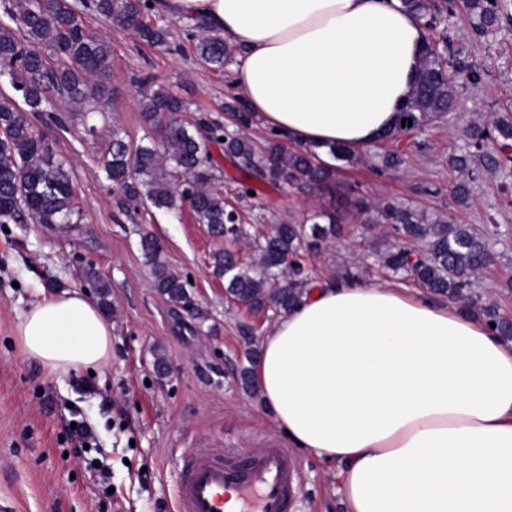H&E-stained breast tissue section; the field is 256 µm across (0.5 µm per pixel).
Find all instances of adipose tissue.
<instances>
[{"instance_id": "1", "label": "adipose tissue", "mask_w": 512, "mask_h": 512, "mask_svg": "<svg viewBox=\"0 0 512 512\" xmlns=\"http://www.w3.org/2000/svg\"><path fill=\"white\" fill-rule=\"evenodd\" d=\"M240 52L234 85L263 123L327 156L390 134L426 31L400 0H151ZM47 374L104 371L112 325L77 290L16 328ZM263 406L295 447L341 464L347 512H512V341L390 283L312 282L264 337Z\"/></svg>"}]
</instances>
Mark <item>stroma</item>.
<instances>
[{"label": "stroma", "instance_id": "obj_1", "mask_svg": "<svg viewBox=\"0 0 512 512\" xmlns=\"http://www.w3.org/2000/svg\"><path fill=\"white\" fill-rule=\"evenodd\" d=\"M87 25L112 43L105 95L114 110L99 121L95 137L81 138L32 116L34 127L73 170L83 221L79 224H0V512H174L181 456L211 448L246 451L269 442L288 445L255 388L240 371L245 352L259 348L276 322L272 311L254 312L228 301L224 282L212 273L210 254L219 243L190 210L173 219L146 205L137 223L119 210L99 160L112 143L113 127L131 140L144 134L137 78L150 77L182 98L194 113L234 127L225 108L236 95L233 70L217 72L183 38L171 52L141 42L130 31L85 11ZM453 31L481 68L480 84L461 89L447 118L417 134L406 164L378 170V155L392 140L372 143L351 163L337 162L335 179L313 194L284 184L266 185L241 204L246 223L259 233L273 225L302 224L314 212L337 217L335 238L311 254L317 280L352 272L357 280L389 282L393 276L370 258L387 225L362 240L355 202L401 203L428 216L477 224L494 235L496 256L479 277L486 302L512 320V189L482 173L468 206H455L451 191L463 173L450 170L448 155L465 143L470 123H490L512 110V24L476 37L465 11ZM159 240L161 258L192 281L194 309L159 295L152 267L139 245V230ZM109 282L114 311L112 359L103 374L71 371L47 375L20 350L15 325L27 305L43 294L89 292L84 269ZM164 359L165 374L155 362ZM86 421L98 445L76 451L71 423ZM300 490L294 512H345L338 492L339 467L295 451Z\"/></svg>", "mask_w": 512, "mask_h": 512}]
</instances>
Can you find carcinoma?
<instances>
[{
	"label": "carcinoma",
	"instance_id": "1",
	"mask_svg": "<svg viewBox=\"0 0 512 512\" xmlns=\"http://www.w3.org/2000/svg\"><path fill=\"white\" fill-rule=\"evenodd\" d=\"M149 0H89L84 7L133 30L151 46L171 47L175 31L161 17H151ZM405 7L427 30L420 68L412 95L400 118L412 125L390 133L396 141L412 138L436 118L454 108L459 89L482 81L479 66L460 48L445 24L454 16L456 0H403ZM474 32L485 35L498 29L508 17L499 0H463ZM7 21L0 20V78L8 79L13 94L0 96V224H79L71 169L30 122L29 115L45 114L60 127L75 116L84 120V133L93 136L89 115L101 111L104 83L110 76L112 44L89 30L71 0H0ZM442 29L438 39L433 32ZM194 41L197 58L221 72L234 50L224 40L203 29L187 33ZM242 128L254 114L238 99L226 103ZM142 120L150 132L145 141H130L120 128L112 129V148L103 168L112 188L121 194L125 210L151 204L174 212L188 204L197 223L224 239V247L211 254L213 274L224 280L227 299L256 310L270 309L283 316L299 303L311 276L306 255L335 234V217L328 223L276 224L259 236L240 223L235 207L214 187L220 170L212 148H219L243 178L235 180L237 198L260 195L259 185L285 183L307 191L327 183L330 170L318 162L314 150H288L270 142L255 148L244 133L229 132L224 124L207 116L188 121V111L170 90L142 80ZM466 143L448 155L453 171L478 169L512 179V113L492 124L473 123L465 132ZM409 145L380 155L381 168L396 170L405 164ZM183 177L190 192L176 189ZM361 227L389 224L395 240L385 251L373 250L392 274L407 276L436 296L462 306V310L495 324L493 332L512 340V321L483 302L476 292L477 275L493 257L487 234L474 224H453L442 217L428 218L410 207H379L365 198L357 200ZM246 241L252 250L247 260L234 247ZM140 247L152 265L154 287L168 301L194 307L188 291L192 283L160 261L161 247L149 232L140 236ZM85 278L95 288L99 305L112 312L111 291L100 274L89 268Z\"/></svg>",
	"mask_w": 512,
	"mask_h": 512
}]
</instances>
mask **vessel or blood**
Masks as SVG:
<instances>
[{
  "label": "vessel or blood",
  "mask_w": 512,
  "mask_h": 512,
  "mask_svg": "<svg viewBox=\"0 0 512 512\" xmlns=\"http://www.w3.org/2000/svg\"><path fill=\"white\" fill-rule=\"evenodd\" d=\"M229 493L238 512H293L298 493L294 456L272 442L244 463L220 448L183 458L175 512H224Z\"/></svg>",
  "instance_id": "vessel-or-blood-1"
}]
</instances>
